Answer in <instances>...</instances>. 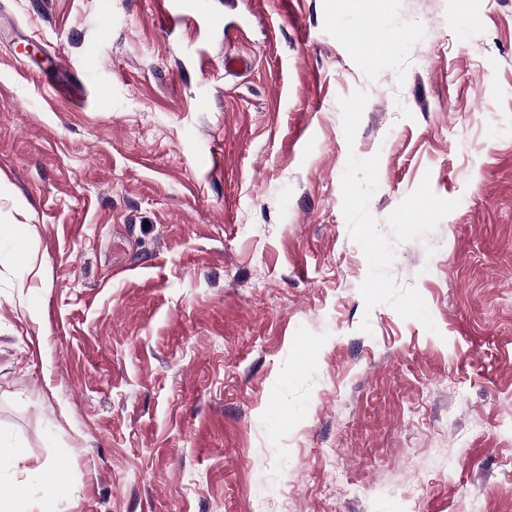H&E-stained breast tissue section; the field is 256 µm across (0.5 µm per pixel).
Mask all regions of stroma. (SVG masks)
Instances as JSON below:
<instances>
[{"mask_svg": "<svg viewBox=\"0 0 512 512\" xmlns=\"http://www.w3.org/2000/svg\"><path fill=\"white\" fill-rule=\"evenodd\" d=\"M157 2L0 0L31 505L512 512V0Z\"/></svg>", "mask_w": 512, "mask_h": 512, "instance_id": "obj_1", "label": "stroma"}]
</instances>
